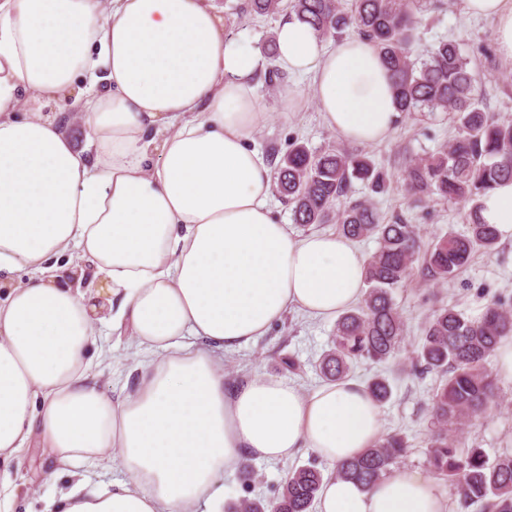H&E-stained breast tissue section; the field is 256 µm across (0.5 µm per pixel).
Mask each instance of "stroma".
Listing matches in <instances>:
<instances>
[{"instance_id":"obj_1","label":"stroma","mask_w":512,"mask_h":512,"mask_svg":"<svg viewBox=\"0 0 512 512\" xmlns=\"http://www.w3.org/2000/svg\"><path fill=\"white\" fill-rule=\"evenodd\" d=\"M224 19L235 31L241 32L245 42L258 48L265 59L274 53V30L288 8L268 17H254L238 11L242 0H220ZM441 40L464 43L472 67L480 74L479 88L490 112L512 120V63L495 59L487 63L486 49L496 46V31L492 20L474 18L463 11L462 0H446L443 11L435 13L433 21L419 30L418 53ZM257 97L263 111L269 112L267 124L253 136L263 154L286 152L291 142L303 143L312 150H321L339 143V136L326 128L317 105L309 93L307 79H299L301 103L295 113L283 114L278 101V90L257 75ZM455 134V123L450 114L437 113L426 118L414 112L404 116L395 133L387 140L366 146L365 151L386 171L389 187L384 194L371 196L362 182H355V195L373 197L379 213L386 218L399 215L412 224L421 244H428L436 235L465 231V208L460 204L440 205L432 201H413L402 187V164L405 157L435 152ZM394 298L407 325L404 348L397 358L375 364L358 362L350 373L360 383L376 374L388 378L392 396L382 407L385 433L398 432L405 436L409 448L400 459L403 467L425 468L431 418L430 397L439 378L429 373L414 376L411 362L420 344L422 328L432 309L442 303L455 306L475 317L496 301L512 306V240L499 244L497 253L487 256L475 254L470 264L453 280L444 285L425 282L419 270H412L408 279L394 291ZM333 321L314 320L297 313L289 314L255 341L224 356V377L228 382L242 380L248 375L265 373L290 377L301 390L310 391L324 382L316 366L329 350ZM96 347L100 353L94 359V370L100 386L108 393H121L132 384L131 372L143 361L129 334L115 335L108 323L107 313H100L97 323ZM294 358L299 369L288 373L283 361ZM498 406L472 421L455 437L459 452L481 449L488 458L512 453V383L501 386ZM313 464L323 475H330L332 464L318 460L308 450L276 461L246 459L244 469L222 475L224 502L232 504L244 498L271 497L292 468ZM56 465L45 449L30 448L19 456L13 471L19 494L12 512H43L47 498L59 494L70 485L68 477L56 476Z\"/></svg>"}]
</instances>
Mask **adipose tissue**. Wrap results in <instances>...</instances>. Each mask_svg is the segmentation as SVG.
<instances>
[{"instance_id": "adipose-tissue-1", "label": "adipose tissue", "mask_w": 512, "mask_h": 512, "mask_svg": "<svg viewBox=\"0 0 512 512\" xmlns=\"http://www.w3.org/2000/svg\"><path fill=\"white\" fill-rule=\"evenodd\" d=\"M494 21L512 62V0H464ZM278 96L310 80L324 125L343 140L388 139L402 120L391 74L359 37L325 49L288 15L277 25ZM260 52L228 28L215 0H0V512L11 464L31 445L57 464L118 461L123 478H83L44 512H221L219 477L245 458L308 449L339 464L383 435L365 385L312 392L276 374L225 383L221 356L291 310L327 320L361 303L365 259L344 236L294 232L273 216V172L251 144L266 125ZM73 98L90 143L62 113ZM512 237V180L481 199ZM90 263L112 328L148 361L135 392L101 390L89 351L96 307L60 283L61 259ZM318 512H448L421 469L370 488L325 478Z\"/></svg>"}]
</instances>
